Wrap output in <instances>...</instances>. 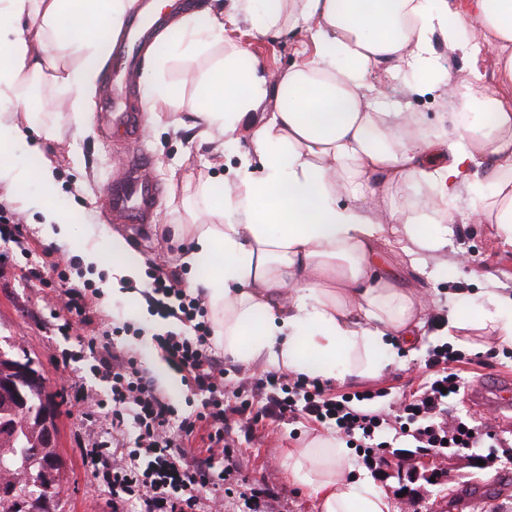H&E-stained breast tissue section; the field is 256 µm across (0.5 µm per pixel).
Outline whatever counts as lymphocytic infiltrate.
Wrapping results in <instances>:
<instances>
[{
  "label": "lymphocytic infiltrate",
  "instance_id": "lymphocytic-infiltrate-1",
  "mask_svg": "<svg viewBox=\"0 0 512 512\" xmlns=\"http://www.w3.org/2000/svg\"><path fill=\"white\" fill-rule=\"evenodd\" d=\"M153 292L158 314L192 324L194 338L170 333L159 337L158 344L182 371L185 385L205 399L196 415L179 417L134 357L112 350L109 343L99 344L91 371L108 382L109 393L94 398L77 387L72 399L109 420L113 431L129 420L137 429L134 446L103 440L90 452L112 512H126L133 502L140 512H201L203 491L219 485L238 496L248 512H268L281 495L279 486L266 480L246 483L235 464L238 433L251 431L263 414L279 420L301 416L335 430L354 445L360 464L370 471L377 468L380 450L400 439L422 454L451 457L480 450L489 467L499 458L500 441L490 426L448 413L464 389L462 376L453 368L462 359L461 351L445 344L430 349L424 381L390 411L384 408L389 394L383 390L333 395L318 380L270 372L254 384L266 400L258 415L243 399L242 387L228 388L224 367L210 346L213 329L199 298L163 275L155 277ZM196 437L205 444V455L188 452L187 443Z\"/></svg>",
  "mask_w": 512,
  "mask_h": 512
}]
</instances>
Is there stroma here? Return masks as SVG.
<instances>
[{"instance_id":"obj_1","label":"stroma","mask_w":512,"mask_h":512,"mask_svg":"<svg viewBox=\"0 0 512 512\" xmlns=\"http://www.w3.org/2000/svg\"><path fill=\"white\" fill-rule=\"evenodd\" d=\"M260 26L256 19L238 25L225 37L277 75L312 58L313 47L300 30L284 27L263 34ZM433 45L444 55L436 80L424 83L401 74L388 81L375 71L367 79L376 84L388 81L391 91L411 111L421 113L426 124L437 126L447 119L449 84L467 83L482 90L492 87L496 60L485 51L474 57L460 53L445 55V46L438 38ZM41 104V123L57 128V138L51 143L59 155L55 204L72 213L83 230L78 238L63 246L46 242L40 234V213L23 205L25 198L40 194L37 177H29L21 186H0V203L19 219L22 234L30 243L25 251L12 240L0 239V336L10 338L34 358L54 389L76 385L102 397L108 385L91 373L93 358L88 345L101 333H109L111 342L137 360L157 390L181 415L195 414L201 408V394L184 385L180 373L171 369L157 343L158 336L174 332L189 337L193 330L189 323L181 321L167 326L155 312L151 289L142 290L136 300L119 297L106 303L102 298H94L99 320L92 329L80 324L77 316L67 310L66 298L56 279L43 283L27 277L26 272L34 267L42 252L64 261L81 255L84 247L96 242L105 229L123 235L145 255L146 277L173 272L183 284L197 278V271L180 262L189 240L172 237L152 223L134 226L112 217L108 195L113 177L126 156L135 153L147 157L152 164V176L161 187L155 210L175 212L183 220L187 208L197 199L199 176L210 178L208 197L217 200L233 181L245 147L240 144L227 150L222 143L201 140L193 117L186 111L181 112L180 123L151 131L143 129L137 136L126 137L109 133L106 118L99 109L94 112L89 132L79 131L70 100L60 99L57 92L46 91ZM373 269L377 276L394 279L401 287L426 292L430 300L424 313L426 334L415 348L398 346L381 353L385 368L379 376L331 382L335 392L385 389L399 396L415 391L425 372L428 350L442 342L435 317L453 307H467L471 300L481 299L489 291L512 292V246L503 244L491 224L449 225L448 245L436 259L430 260L428 275H420L401 257L386 251L376 257ZM452 346L470 357L469 363L460 367L467 382L512 375V350L499 348L492 331L463 332L455 337ZM58 413L59 452L65 469L56 512H111L108 494L83 461L84 447L104 435L108 422L89 419L83 407L65 402L59 403ZM321 432L320 426L303 418L280 421L266 417L257 424L253 438L242 443L238 456L242 476L248 480L264 477L283 489V496L273 504L272 512H317L313 498L289 479L285 451L301 447ZM503 439L504 454L493 468L479 465L474 456L434 455L433 468L439 474L434 484L414 479L419 464L415 455L393 458L394 473L375 476L359 465L356 454H349L348 462L352 475L371 479L375 487L393 500L397 512H512V432L504 433ZM406 485L412 488L407 495L402 492Z\"/></svg>"}]
</instances>
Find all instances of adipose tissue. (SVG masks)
<instances>
[{
    "instance_id": "ef3b65f1",
    "label": "adipose tissue",
    "mask_w": 512,
    "mask_h": 512,
    "mask_svg": "<svg viewBox=\"0 0 512 512\" xmlns=\"http://www.w3.org/2000/svg\"><path fill=\"white\" fill-rule=\"evenodd\" d=\"M137 0H0V184L37 172L42 191L27 198L44 215L41 234L65 244L72 216L53 206L57 161L45 128L28 141L17 115L26 110L34 78H44L77 106L90 125L112 39ZM262 15L264 29L306 30L315 55L272 76L259 62L242 65L243 51L225 42V21ZM473 21L497 58V83L485 91L456 85L448 93L450 124L427 127L392 95L370 94L366 76L438 70L432 46L441 33L449 51L471 43ZM169 57L144 52L148 127L174 121L178 100L158 79L167 58L211 57L196 77L187 109L198 135L235 143L249 138L216 224L190 222L174 230L192 247L182 261L209 274L190 281L213 313V340L232 362L303 373L323 381L381 373L382 350L420 341L423 295L371 281L372 258L386 248L425 272L448 241L449 201L469 195L463 221L495 224L512 241V0H229L223 13H182ZM219 58H212L216 46ZM28 141L35 170L16 164ZM426 184L433 201L401 190ZM84 267L106 269L105 297L141 284L145 258L120 234L87 246ZM490 310L449 311L442 333L494 324L498 346H512V297L492 293ZM347 450L336 438L314 436L288 451V472L318 512H393L370 482L347 475Z\"/></svg>"
}]
</instances>
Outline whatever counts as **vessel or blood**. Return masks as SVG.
<instances>
[{"label":"vessel or blood","mask_w":512,"mask_h":512,"mask_svg":"<svg viewBox=\"0 0 512 512\" xmlns=\"http://www.w3.org/2000/svg\"><path fill=\"white\" fill-rule=\"evenodd\" d=\"M165 25V18L155 14L151 0H143L140 18L133 20L123 39L112 46L117 69L103 93L102 109L109 124L122 126L130 136L138 131V116L128 99V91L135 82L138 51L153 41ZM158 192L149 161L138 155L127 157L112 180L110 211L130 223H145ZM465 402L476 413L492 414L497 422L511 425L512 378L498 376L473 382L466 390Z\"/></svg>","instance_id":"obj_1"}]
</instances>
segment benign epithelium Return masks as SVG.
<instances>
[{
    "label": "benign epithelium",
    "instance_id": "7a95c632",
    "mask_svg": "<svg viewBox=\"0 0 512 512\" xmlns=\"http://www.w3.org/2000/svg\"><path fill=\"white\" fill-rule=\"evenodd\" d=\"M6 369L0 372V396L13 401L15 413L22 419L34 421L41 430L38 447L33 449L37 459L38 471L34 475L35 485L41 494H33L36 504L45 512H49L58 499L54 494L53 477L56 472L64 470L65 463L58 454L45 456L43 448L58 447L57 406L47 377L39 364L29 356L16 355L0 348V364ZM39 399L35 408H29L30 397Z\"/></svg>",
    "mask_w": 512,
    "mask_h": 512
}]
</instances>
